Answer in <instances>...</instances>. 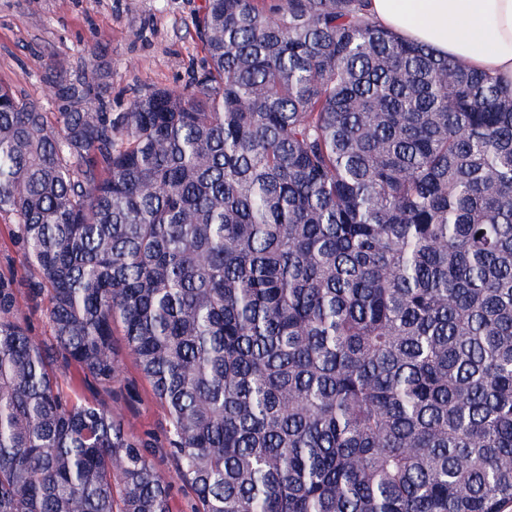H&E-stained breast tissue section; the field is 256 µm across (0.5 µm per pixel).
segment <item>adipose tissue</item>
I'll list each match as a JSON object with an SVG mask.
<instances>
[{
	"label": "adipose tissue",
	"instance_id": "1",
	"mask_svg": "<svg viewBox=\"0 0 512 512\" xmlns=\"http://www.w3.org/2000/svg\"><path fill=\"white\" fill-rule=\"evenodd\" d=\"M369 11L404 40L512 82V0H369Z\"/></svg>",
	"mask_w": 512,
	"mask_h": 512
}]
</instances>
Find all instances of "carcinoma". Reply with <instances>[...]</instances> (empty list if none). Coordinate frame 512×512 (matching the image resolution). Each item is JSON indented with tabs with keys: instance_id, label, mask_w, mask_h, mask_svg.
<instances>
[{
	"instance_id": "obj_1",
	"label": "carcinoma",
	"mask_w": 512,
	"mask_h": 512,
	"mask_svg": "<svg viewBox=\"0 0 512 512\" xmlns=\"http://www.w3.org/2000/svg\"><path fill=\"white\" fill-rule=\"evenodd\" d=\"M185 88L0 85V512H172L104 401L127 355L192 512L512 505V83L368 0H205ZM40 306L50 339L34 336Z\"/></svg>"
}]
</instances>
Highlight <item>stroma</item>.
Here are the masks:
<instances>
[{
  "label": "stroma",
  "instance_id": "stroma-1",
  "mask_svg": "<svg viewBox=\"0 0 512 512\" xmlns=\"http://www.w3.org/2000/svg\"><path fill=\"white\" fill-rule=\"evenodd\" d=\"M204 0H0V84L45 100L48 76L75 80L87 65L111 111L154 87L189 85L204 53L193 20ZM125 429L151 444L148 457L172 486L173 512H190L164 439L167 412L131 359L114 386Z\"/></svg>",
  "mask_w": 512,
  "mask_h": 512
}]
</instances>
